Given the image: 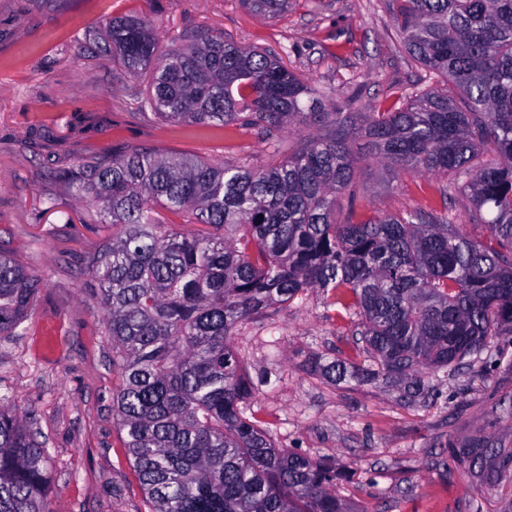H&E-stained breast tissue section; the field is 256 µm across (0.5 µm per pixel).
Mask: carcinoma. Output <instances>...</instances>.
Segmentation results:
<instances>
[{
    "instance_id": "cac0c4a2",
    "label": "carcinoma",
    "mask_w": 512,
    "mask_h": 512,
    "mask_svg": "<svg viewBox=\"0 0 512 512\" xmlns=\"http://www.w3.org/2000/svg\"><path fill=\"white\" fill-rule=\"evenodd\" d=\"M288 3L242 0L269 19ZM394 16L409 54L447 88L370 112L322 108L280 58L222 34L161 57L145 19H114L93 38L125 72L152 70L146 104L165 120L250 131L275 152L288 124L332 129L262 169L130 146L71 181L112 226L86 260L89 297L104 313L122 378L113 411L150 512H358L338 493L349 473L279 447L254 408L258 385L233 345L245 321L317 288L355 347L311 367L333 382L381 378L407 399L512 331V0H396ZM359 132L379 159L448 176L440 207L336 223ZM458 194L485 238L453 222ZM164 211L206 231L187 237ZM40 286L0 253V335ZM50 481L47 449L0 399V512H50Z\"/></svg>"
}]
</instances>
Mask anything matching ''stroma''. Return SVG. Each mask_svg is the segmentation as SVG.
<instances>
[{
  "mask_svg": "<svg viewBox=\"0 0 512 512\" xmlns=\"http://www.w3.org/2000/svg\"><path fill=\"white\" fill-rule=\"evenodd\" d=\"M124 16L149 20L162 52L203 29L271 51L339 112L355 95L385 109L387 92L439 84L405 50L388 0H294L276 19L239 0H0V252L43 282L16 332L0 335V397L48 451L52 512H148L112 410L121 375L84 273L112 230L93 223L95 206L56 172L129 146L255 168L280 160L257 135L228 142L144 107L149 74L127 75L85 43ZM354 149L355 208L337 222L436 204L437 179L374 157L364 137ZM329 314L312 289L234 338L253 377L270 380L256 406L280 447L354 471L340 491L362 512H468L473 502L512 512V465L502 464L512 456V333L490 343L493 364L471 358L437 372L441 396L425 404L382 382L334 385L308 373L309 357L350 348L349 327Z\"/></svg>",
  "mask_w": 512,
  "mask_h": 512,
  "instance_id": "1",
  "label": "stroma"
}]
</instances>
